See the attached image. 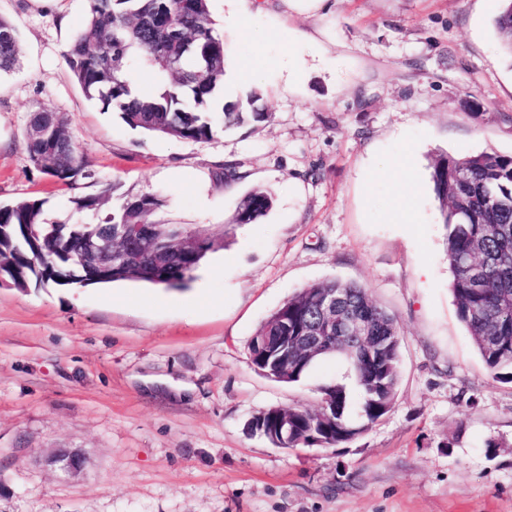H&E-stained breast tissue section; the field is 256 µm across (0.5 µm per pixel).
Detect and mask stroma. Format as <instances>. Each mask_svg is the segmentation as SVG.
<instances>
[{
    "instance_id": "35a3bbf8",
    "label": "stroma",
    "mask_w": 512,
    "mask_h": 512,
    "mask_svg": "<svg viewBox=\"0 0 512 512\" xmlns=\"http://www.w3.org/2000/svg\"><path fill=\"white\" fill-rule=\"evenodd\" d=\"M499 0H331L315 15L264 0L241 57L280 61L258 82L271 118L188 142L128 127L89 101L65 52L88 0H0L20 67L0 76V204L70 191L28 160L38 106L63 115L93 179L159 194L156 219L208 235L247 192L272 209L235 227L181 290L133 282L0 285V512H512V383L459 321L430 173L439 156L512 153V61ZM315 66L286 88L290 49ZM416 157L413 221L396 223L389 172ZM241 175L225 183V165ZM338 279L397 317L395 402L350 443L276 448L246 424L314 409L336 359L285 384L252 365V337L284 301ZM80 451L81 471L46 459ZM502 2L495 18V26L504 51L512 58V1L502 0Z\"/></svg>"
}]
</instances>
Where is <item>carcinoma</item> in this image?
<instances>
[{"instance_id":"1","label":"carcinoma","mask_w":512,"mask_h":512,"mask_svg":"<svg viewBox=\"0 0 512 512\" xmlns=\"http://www.w3.org/2000/svg\"><path fill=\"white\" fill-rule=\"evenodd\" d=\"M495 26L504 51L512 56V0H502ZM67 61L85 96L104 112H115L132 129L193 142H209L218 132L245 123L268 121L257 106L260 94L214 107L224 83V35L210 16L209 0H90L86 21L71 41ZM20 65L16 27L0 16V74ZM149 72L153 89L136 92L131 75ZM53 138L25 133L30 163L55 182L76 190L92 178L84 156L56 112L39 109ZM433 191L442 204L446 229V259L452 273L457 316L465 325L486 368L496 378L512 382V153L483 152L463 158L443 155L432 165ZM115 185L100 194L72 198L65 220L48 217L41 199L0 204V269L11 283L86 287L118 281L181 289L193 280L208 253L224 248L222 234L203 239L196 250L183 251L178 241L185 228L154 219L164 205L156 194L126 196L104 218L86 222L82 214L97 212ZM267 190L256 189L238 202L232 223L254 224L273 207ZM126 224H144L148 236L169 248L158 257L135 249L118 269L91 271L103 254L91 247L117 235ZM336 292L370 318L381 336H400L396 317L366 289L332 279L312 284L285 301L250 344L253 365L261 368L266 351H275L278 322H288V335L302 336L315 315L318 296ZM345 373L320 388V411L326 416L311 426L308 410L288 408V447L329 448L347 444L391 408L399 384L395 351L383 349L366 362L340 351L334 353ZM322 356L309 358L288 349V382L305 376Z\"/></svg>"}]
</instances>
